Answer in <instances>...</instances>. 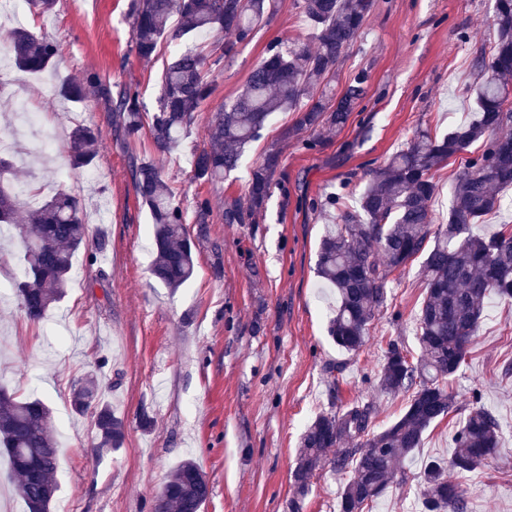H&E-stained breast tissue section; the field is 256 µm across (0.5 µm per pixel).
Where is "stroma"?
Here are the masks:
<instances>
[{
    "label": "stroma",
    "mask_w": 512,
    "mask_h": 512,
    "mask_svg": "<svg viewBox=\"0 0 512 512\" xmlns=\"http://www.w3.org/2000/svg\"><path fill=\"white\" fill-rule=\"evenodd\" d=\"M131 0H57L43 14L23 6V25L55 42L56 64L31 74L0 70V133L13 130L17 105L32 102L40 122L7 150L21 185L44 190L79 185L91 238L105 240L97 262L73 258L64 299L38 324L13 290L22 250L0 238V386L46 400L61 449L52 512H153L171 469L194 459L211 487L201 512H339L345 475L324 468L295 501L291 472L299 442L318 413L377 399L379 426L403 412L400 396L378 395L373 381L386 343L416 348L415 321L426 284L419 262L395 272L390 306L376 320L367 348L348 356L328 334L336 292L315 272L326 223L309 205L343 184L364 186L417 130L443 133L473 118L467 93L474 58L490 47L492 0H374L358 41L342 59L339 84L369 75L364 111L336 135L305 149L306 133L287 136L292 112L274 113L223 181L194 180L192 158L207 143L215 107L234 99L276 42L309 43L297 0H277L249 42L213 75V93L177 151L156 155L148 134L126 138L108 97L138 87L146 111L157 108L161 75L179 43L162 42L140 59L132 41ZM98 75L105 91L64 99L68 81ZM79 124L98 130L91 168L70 161L69 136ZM53 139L48 155L40 137ZM281 153L266 208L255 222L228 224L227 202L245 201L250 173L269 150ZM154 161L186 216L195 273L177 291L151 274L152 217L131 173L133 158ZM96 180L85 181L86 171ZM208 199L206 223L196 202ZM95 374L105 400L127 424L124 445L96 453L89 415L70 405L74 383ZM456 409L424 434L403 464L406 481L390 483L369 512H425L420 473L449 461L460 422L481 405L501 426L497 452L461 479L468 512H512V299L490 297L465 364L451 378ZM155 425L144 431L141 416Z\"/></svg>",
    "instance_id": "35a3bbf8"
}]
</instances>
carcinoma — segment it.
<instances>
[{
  "label": "carcinoma",
  "instance_id": "carcinoma-1",
  "mask_svg": "<svg viewBox=\"0 0 512 512\" xmlns=\"http://www.w3.org/2000/svg\"><path fill=\"white\" fill-rule=\"evenodd\" d=\"M299 7L313 30L312 43L273 45L254 67L243 90L214 113L209 141L193 156V178L218 182L235 170L245 149L261 136L275 112L297 113L294 130L312 134L305 147L315 148L320 135L341 131L367 95L368 76L359 73L336 93L337 66L357 42L373 0H300ZM274 0H132L133 41L136 53L151 58L165 39H189L198 33L226 32L228 40L188 43L165 67L157 110L145 112L138 88L124 85L112 100L124 130L135 137L148 129L154 151L175 152L194 122L195 114L211 97L213 69L235 55ZM491 26L495 39L490 51L479 52L477 81L468 89L476 118L439 137L420 130L387 164L374 171L358 196L359 208L345 204L351 194L344 186L312 205L330 222L317 254V272L336 289V313L329 336L354 356L364 351L370 329L388 308L390 276L416 257L426 297L417 317L418 356L404 342L391 339L376 378L388 395L403 394L408 405L394 422L379 430V406L358 401L321 413L300 440L292 471L294 496L306 497L311 478L327 464L351 473L340 496V512H365L397 477L400 461L421 447L423 434L456 407L446 378L466 360L471 336L479 327L485 300L492 295L512 298V229L502 228L486 238L472 225L500 207L499 192L512 188V0H493ZM0 49L21 70L40 73L54 65L55 42L24 27L0 35ZM101 85L98 76L71 82L61 93L82 100ZM480 150L468 152L474 142ZM99 133L78 126L70 135L73 165L96 158ZM462 158L452 191L447 223L434 225L431 202L436 192L433 171L452 158ZM281 163L270 150L251 172L247 206L234 202L224 208L227 224H246L265 209L272 179ZM12 163L0 156V224L17 230L24 268L16 293L27 320L41 321L59 302L80 248H90L96 261L106 248L90 241L79 199L59 191L18 223L21 192L8 176ZM132 175L142 202L153 219L155 257L152 274L165 287H182L194 275V245L185 227L182 207L156 165L143 160ZM73 410L88 414L102 456L125 439L124 419L102 398L96 376L74 385ZM501 440L496 416L479 406L462 420L453 436L450 464H426L422 482L426 512H466L458 484L448 481V468L470 472L495 453ZM332 458H327L329 449ZM0 451L10 461L15 490L28 512H51L57 492L58 444L52 432L51 410L38 397L0 388ZM211 493L200 465L182 460L156 496L153 512H201Z\"/></svg>",
  "mask_w": 512,
  "mask_h": 512
}]
</instances>
